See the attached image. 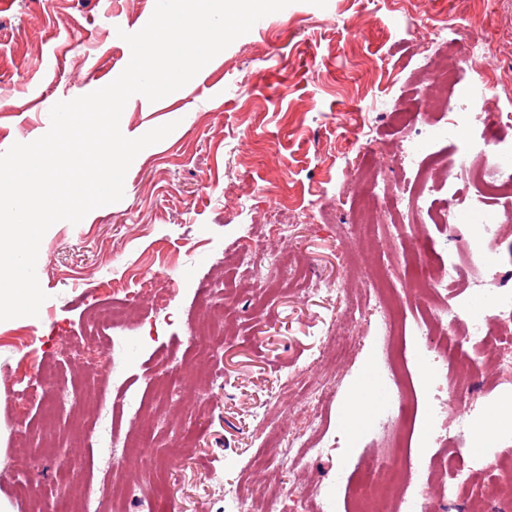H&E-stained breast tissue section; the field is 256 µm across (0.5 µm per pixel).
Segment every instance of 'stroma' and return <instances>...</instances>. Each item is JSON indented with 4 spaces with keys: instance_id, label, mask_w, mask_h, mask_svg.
Segmentation results:
<instances>
[{
    "instance_id": "stroma-1",
    "label": "stroma",
    "mask_w": 512,
    "mask_h": 512,
    "mask_svg": "<svg viewBox=\"0 0 512 512\" xmlns=\"http://www.w3.org/2000/svg\"><path fill=\"white\" fill-rule=\"evenodd\" d=\"M155 4L0 0V152L43 136L57 102L116 79L130 60L121 32L142 29ZM472 16L479 27L467 50L484 63L492 103L512 108V0H327L323 8L294 0L174 97L127 106V130L176 128L136 156L121 201L48 229L38 316L0 321V502L10 512H28L24 483L36 484L42 512H63L66 496L88 489L111 512L113 485L128 482L152 512H223L225 489L260 492L276 482L292 490L283 512H353L364 456L396 459L420 476L447 454L428 439L437 391L422 377L427 352L415 344L404 356L419 407L415 433L410 446L392 445L383 411L397 391L381 371L382 330L367 315L381 276L402 296V322H413L418 301L406 292L411 270L397 218H382L370 248L352 228V176L364 168L403 177L389 112L398 104L417 125L429 121L417 72ZM359 138L372 140L371 155L356 156ZM285 207L282 235L273 220ZM246 252L279 257L286 275L251 289ZM154 273L176 283L167 307L150 298ZM219 280L227 289L224 342L203 359L189 338ZM128 299L135 316L114 325L93 362L69 353L97 307ZM161 350L176 370L206 362L202 389L186 382L156 397ZM46 371L57 394L38 386ZM367 382L378 399L362 426H348L346 407ZM128 384L157 414L151 451L137 457L127 448L139 425L123 406ZM323 386L335 394L323 410V454L294 471L248 469L253 456L271 454V434L305 432L303 399ZM23 389L33 398L18 413L13 401ZM508 395L512 377L480 370L473 418ZM21 431L33 450L27 460L13 446ZM507 448L512 430L487 434L482 453L463 448L470 479L447 512H467L477 499L496 506L498 488L512 483V471L495 465Z\"/></svg>"
}]
</instances>
